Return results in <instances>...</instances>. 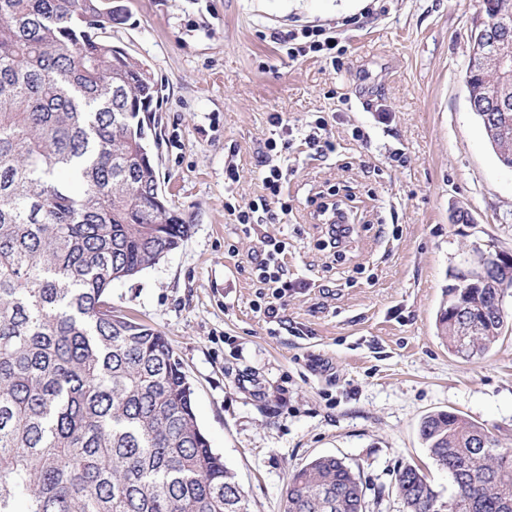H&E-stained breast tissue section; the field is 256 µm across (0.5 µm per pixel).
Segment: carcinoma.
<instances>
[{"mask_svg":"<svg viewBox=\"0 0 512 512\" xmlns=\"http://www.w3.org/2000/svg\"><path fill=\"white\" fill-rule=\"evenodd\" d=\"M112 0H0V512H251L200 429L194 391L158 330L112 310L189 237L167 204L145 115L161 87L107 39ZM499 85L486 65L470 86ZM512 164V111L480 102ZM449 287L436 316L448 351L487 354L509 318L512 272ZM419 435L453 492L417 467L405 512H512V448L452 411ZM283 512H367V486L320 456L294 472Z\"/></svg>","mask_w":512,"mask_h":512,"instance_id":"obj_1","label":"carcinoma"}]
</instances>
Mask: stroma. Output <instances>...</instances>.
<instances>
[{
    "label": "stroma",
    "mask_w": 512,
    "mask_h": 512,
    "mask_svg": "<svg viewBox=\"0 0 512 512\" xmlns=\"http://www.w3.org/2000/svg\"><path fill=\"white\" fill-rule=\"evenodd\" d=\"M113 45L162 84L151 122L176 250L112 287L116 310L161 331L210 445L252 512H282L289 478L322 455L368 486L369 512H405L399 470L451 483L421 418L451 410L512 447V327L485 356L450 354L435 320L473 247L512 252V170L470 109L467 36L480 0H114ZM326 30L337 57L290 60L280 36ZM291 211L243 234L230 207L264 196L270 117ZM336 145L304 142L309 122ZM237 170L229 180L227 166ZM337 193L354 231L326 247L314 201ZM285 241L295 291L272 325L254 306L263 238Z\"/></svg>",
    "instance_id": "stroma-1"
}]
</instances>
